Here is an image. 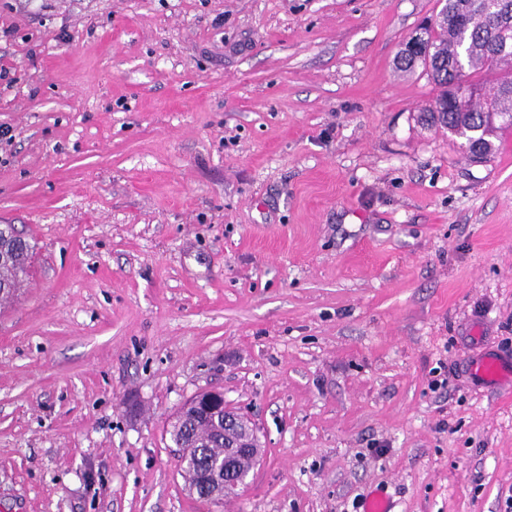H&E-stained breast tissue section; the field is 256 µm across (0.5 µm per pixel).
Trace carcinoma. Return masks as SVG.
I'll use <instances>...</instances> for the list:
<instances>
[{
	"instance_id": "obj_1",
	"label": "carcinoma",
	"mask_w": 512,
	"mask_h": 512,
	"mask_svg": "<svg viewBox=\"0 0 512 512\" xmlns=\"http://www.w3.org/2000/svg\"><path fill=\"white\" fill-rule=\"evenodd\" d=\"M512 12V0H445L434 22L419 37L418 48L400 51L399 64L407 71L421 66L442 88L430 121L448 130L474 161L494 155L498 133L512 129V25L492 26L499 10ZM465 84L473 89L462 102L450 97V88ZM0 305L10 302L29 276L30 244L11 224H0ZM169 434L190 447L181 467L188 489L198 495L211 490V476L226 462L224 424L198 418L173 424Z\"/></svg>"
}]
</instances>
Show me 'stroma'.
<instances>
[{"instance_id":"1","label":"stroma","mask_w":512,"mask_h":512,"mask_svg":"<svg viewBox=\"0 0 512 512\" xmlns=\"http://www.w3.org/2000/svg\"><path fill=\"white\" fill-rule=\"evenodd\" d=\"M439 0H0V512H505L512 130L474 162L396 56ZM69 40H59L60 31ZM251 419L206 505L169 430ZM0 305L10 302L29 276L31 246L12 224H0ZM3 262V263H2ZM472 373L480 380L512 392V363L507 364L496 356H484L471 365Z\"/></svg>"}]
</instances>
